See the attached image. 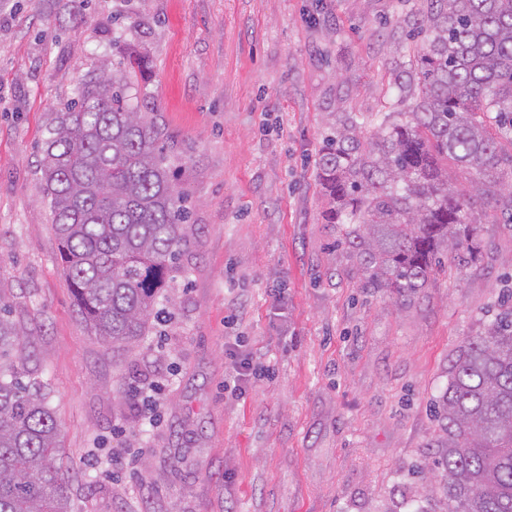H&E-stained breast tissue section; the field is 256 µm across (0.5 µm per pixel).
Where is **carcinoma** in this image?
<instances>
[{
	"mask_svg": "<svg viewBox=\"0 0 512 512\" xmlns=\"http://www.w3.org/2000/svg\"><path fill=\"white\" fill-rule=\"evenodd\" d=\"M402 23L426 40L395 77L410 111L345 113L317 163L328 223L357 252L365 287L399 295L474 258L480 225L512 224V0H426ZM114 48L118 63L55 113L39 172L79 315L132 351L170 319L163 289L183 272L188 194L168 132L134 104L144 61ZM448 160L472 175L468 190L453 187ZM503 298L439 400L448 512H512V289ZM37 341L0 287V512H71L57 422L30 367Z\"/></svg>",
	"mask_w": 512,
	"mask_h": 512,
	"instance_id": "1",
	"label": "carcinoma"
}]
</instances>
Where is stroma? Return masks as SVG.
<instances>
[{
  "mask_svg": "<svg viewBox=\"0 0 512 512\" xmlns=\"http://www.w3.org/2000/svg\"><path fill=\"white\" fill-rule=\"evenodd\" d=\"M422 0H0V284L36 329L72 512H448L433 404L512 284V224L399 296L364 285L315 177L393 88ZM191 199L176 304L134 352L75 307L38 161L113 40ZM257 361L256 375L232 367Z\"/></svg>",
  "mask_w": 512,
  "mask_h": 512,
  "instance_id": "35a3bbf8",
  "label": "stroma"
}]
</instances>
